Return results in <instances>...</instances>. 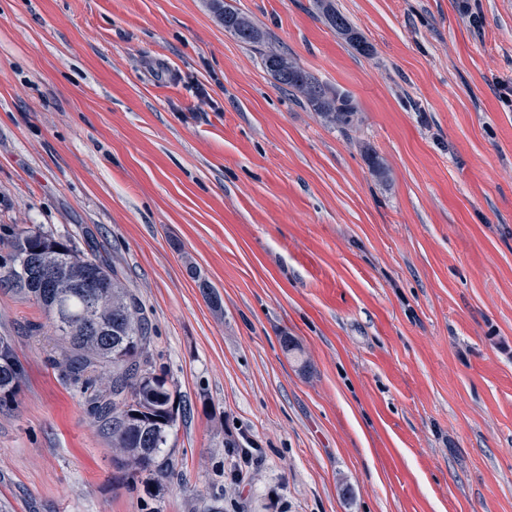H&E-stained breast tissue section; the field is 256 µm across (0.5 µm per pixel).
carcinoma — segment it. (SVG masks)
I'll use <instances>...</instances> for the list:
<instances>
[{"mask_svg": "<svg viewBox=\"0 0 512 512\" xmlns=\"http://www.w3.org/2000/svg\"><path fill=\"white\" fill-rule=\"evenodd\" d=\"M330 24L364 49L346 18L328 0H318ZM213 5L224 28L255 45L262 34L251 19L223 0ZM263 68L278 87L303 99L332 126H349L355 112L349 96L319 81L287 54L269 50ZM7 268L0 285L34 300L61 342L53 364L85 395L97 422L112 437L116 470L129 488L159 486L175 465L161 456L176 425L181 396L165 372L148 369L152 324L115 267L99 254L85 255L67 240L39 230L12 228ZM24 375L13 340L0 336V406L10 403Z\"/></svg>", "mask_w": 512, "mask_h": 512, "instance_id": "carcinoma-1", "label": "carcinoma"}]
</instances>
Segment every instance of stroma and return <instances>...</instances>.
<instances>
[{"label": "stroma", "mask_w": 512, "mask_h": 512, "mask_svg": "<svg viewBox=\"0 0 512 512\" xmlns=\"http://www.w3.org/2000/svg\"><path fill=\"white\" fill-rule=\"evenodd\" d=\"M227 2L355 124L278 88L212 0H0V255L17 224L104 255L186 409L174 479L118 485L43 312L2 287L24 376L0 499L512 512V0H332L365 54L315 0Z\"/></svg>", "instance_id": "1"}]
</instances>
